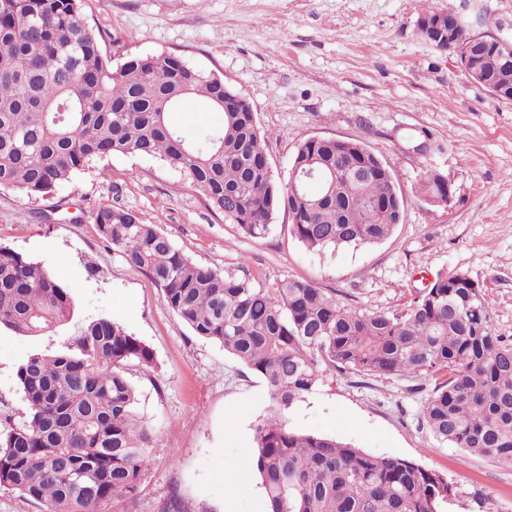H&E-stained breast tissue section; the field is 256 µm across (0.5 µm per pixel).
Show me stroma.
<instances>
[{
    "label": "stroma",
    "mask_w": 512,
    "mask_h": 512,
    "mask_svg": "<svg viewBox=\"0 0 512 512\" xmlns=\"http://www.w3.org/2000/svg\"><path fill=\"white\" fill-rule=\"evenodd\" d=\"M472 33L512 39V0H432ZM418 0H81L83 23L113 62L177 54L223 76L266 133L274 174L287 180L298 144L356 139L397 175L403 222L381 243L308 251L287 212L262 240L218 219L173 173L135 154L104 158L50 197L0 190V246L42 262L70 289L71 321L41 337L0 331V414L26 405L15 372L56 352L92 318L121 324L152 351L129 364L136 412L153 438L139 490L104 512H161L170 492L190 512H266L254 468L255 426L272 402L265 380L196 336L159 288L99 236L93 210L120 205L155 224L199 265L272 288L301 278L366 313L396 311L441 273L480 283L494 335L512 339V102L476 84L458 55L420 38ZM222 115L201 98L168 116L195 133ZM451 185L448 205L420 189L426 172ZM425 378L335 371L284 411L291 429L334 436L443 474L445 512H512V467L440 444L423 417Z\"/></svg>",
    "instance_id": "1"
}]
</instances>
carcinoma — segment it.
Instances as JSON below:
<instances>
[{
	"label": "carcinoma",
	"mask_w": 512,
	"mask_h": 512,
	"mask_svg": "<svg viewBox=\"0 0 512 512\" xmlns=\"http://www.w3.org/2000/svg\"><path fill=\"white\" fill-rule=\"evenodd\" d=\"M80 0H0V189L39 198L92 163L137 154L176 172L215 215L264 239L279 211L311 252L361 247L394 231L395 180L369 168L370 150L298 144L288 181L266 161L250 105L220 76L184 57H132L114 67L79 18ZM477 70L512 85L497 53ZM190 96L223 114L190 135L167 114ZM102 239L161 290L195 335L224 347L267 383L272 413L256 426L255 469L266 512H444V475L335 438L291 430L282 411L327 371L435 379L423 417L441 444L512 466V341L491 331L469 276L440 274L403 309L362 313L307 280L274 288L204 267L124 207L93 213ZM74 300L46 267L0 246V328L43 336L65 326ZM153 363L120 324L89 320L66 349L30 355L16 371L28 414L0 439V486L44 512H99L132 498L152 431L135 411L126 366ZM92 470L86 490L76 476Z\"/></svg>",
	"instance_id": "obj_1"
}]
</instances>
